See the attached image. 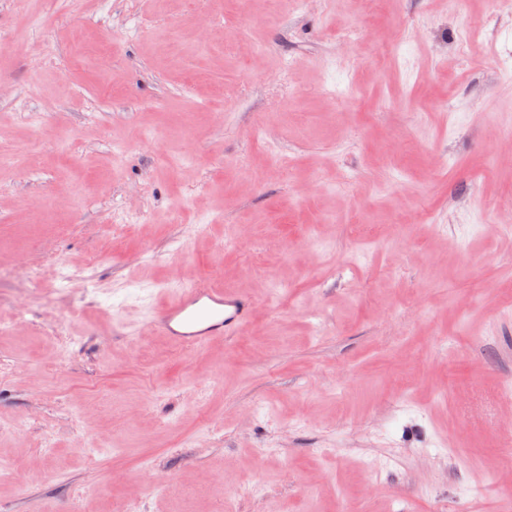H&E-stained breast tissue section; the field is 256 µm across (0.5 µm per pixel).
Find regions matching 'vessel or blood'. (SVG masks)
I'll list each match as a JSON object with an SVG mask.
<instances>
[{
    "mask_svg": "<svg viewBox=\"0 0 512 512\" xmlns=\"http://www.w3.org/2000/svg\"><path fill=\"white\" fill-rule=\"evenodd\" d=\"M253 310L247 296L214 285L189 284L172 289L151 326L183 347H202L227 333L246 329Z\"/></svg>",
    "mask_w": 512,
    "mask_h": 512,
    "instance_id": "1",
    "label": "vessel or blood"
}]
</instances>
